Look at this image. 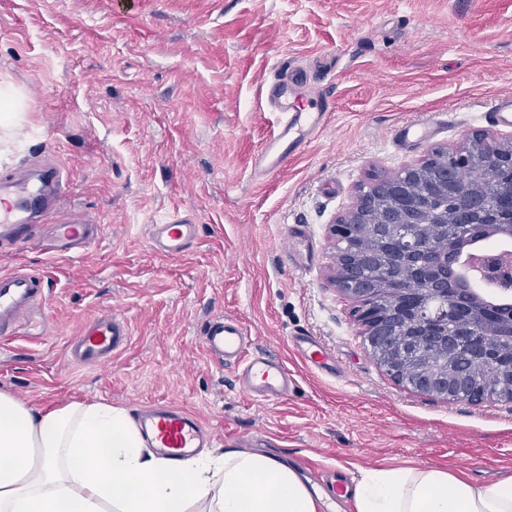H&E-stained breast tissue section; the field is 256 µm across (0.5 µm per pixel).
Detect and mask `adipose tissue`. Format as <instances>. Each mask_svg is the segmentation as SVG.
<instances>
[{
  "instance_id": "ef3b65f1",
  "label": "adipose tissue",
  "mask_w": 512,
  "mask_h": 512,
  "mask_svg": "<svg viewBox=\"0 0 512 512\" xmlns=\"http://www.w3.org/2000/svg\"><path fill=\"white\" fill-rule=\"evenodd\" d=\"M0 512H323L294 467L227 450L179 460L148 448L127 409L27 406L0 391ZM354 512H512V474L474 482L431 465L371 467Z\"/></svg>"
}]
</instances>
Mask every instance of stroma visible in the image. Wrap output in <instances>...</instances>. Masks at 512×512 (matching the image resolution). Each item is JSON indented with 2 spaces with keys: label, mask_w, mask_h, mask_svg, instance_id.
Instances as JSON below:
<instances>
[{
  "label": "stroma",
  "mask_w": 512,
  "mask_h": 512,
  "mask_svg": "<svg viewBox=\"0 0 512 512\" xmlns=\"http://www.w3.org/2000/svg\"><path fill=\"white\" fill-rule=\"evenodd\" d=\"M287 72L297 95L329 102L327 127L265 176L256 155L279 122L265 89ZM0 84L17 95L0 177L50 159L68 176V204L100 223L82 257L0 255V271L49 284L25 335L0 339V391L37 409L172 403L217 447L279 456L320 489L331 473L404 461L475 481L512 473V402L398 384L331 282L328 232L357 187L475 131L512 136L483 118L512 96V0H0ZM435 113L447 131L395 145L400 124ZM171 217L199 227L177 258L149 239ZM295 224L314 248L305 268ZM113 311L127 344L106 367L74 363L72 337ZM217 316L288 367L286 399L253 400L205 352ZM301 330L341 376L293 351Z\"/></svg>",
  "instance_id": "stroma-1"
}]
</instances>
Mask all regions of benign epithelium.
<instances>
[{
  "label": "benign epithelium",
  "instance_id": "1",
  "mask_svg": "<svg viewBox=\"0 0 512 512\" xmlns=\"http://www.w3.org/2000/svg\"><path fill=\"white\" fill-rule=\"evenodd\" d=\"M478 153L485 165L512 171L511 137L499 140L487 133L475 132L466 137L461 147L444 152L441 164L445 176L433 181V193L464 200V207L455 217L444 220L450 239L446 252H435L429 260L419 258V236L423 227L419 213L423 202L414 189L413 180L424 173L421 163L407 166L400 177L379 179L360 189L353 207L329 225L330 236L337 246L359 237L362 225L368 223L369 213L378 210L382 200L389 203V207L381 210L382 223L398 224L404 216L414 218L415 227L390 242L388 250L397 262L417 260L420 277L448 294V320L444 325L452 327L453 334L447 340L448 368L445 370L412 379L407 376L405 367L398 366L391 369V375L400 385L416 391L448 401L476 404L512 399V349L506 355L496 352L484 334L473 331V325L480 322L500 338L511 337L512 317L487 312L473 291L456 287L450 275L459 260L470 225L483 224L494 235L512 236V179H503L495 186L499 204L496 211L489 212L480 204L478 187L466 186L453 177V174L471 167ZM333 263V283L353 301L354 316L361 334L371 352L376 354L389 335L385 305L373 296L370 289L358 286L351 279L347 252L335 250ZM484 276L509 281L512 279V262L499 264L487 260ZM463 353L480 357L489 364L493 373L509 371L508 383L492 377L482 387L472 384L466 374L454 366Z\"/></svg>",
  "mask_w": 512,
  "mask_h": 512
}]
</instances>
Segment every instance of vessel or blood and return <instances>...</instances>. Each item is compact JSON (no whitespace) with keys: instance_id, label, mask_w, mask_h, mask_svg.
Instances as JSON below:
<instances>
[{"instance_id":"1","label":"vessel or blood","mask_w":512,"mask_h":512,"mask_svg":"<svg viewBox=\"0 0 512 512\" xmlns=\"http://www.w3.org/2000/svg\"><path fill=\"white\" fill-rule=\"evenodd\" d=\"M271 106L282 112L284 119L277 131L267 139L259 153L258 164L265 173L281 170L308 139L319 134L325 125L327 111H298L288 96V85L278 81L268 90ZM448 124L447 114L401 126L398 142L416 145L437 136ZM66 179L55 167L44 169L37 178L0 180V247L21 249L35 247L50 256L86 255L92 245L89 227L93 217L64 211L61 201ZM41 218L54 227L48 239L32 234L34 218ZM197 225L180 218H171L150 227L154 249L167 256H177L197 240ZM45 291L40 276L19 269L0 274V330L24 323ZM129 338V328L117 313L98 317L84 326L79 336L69 343L81 366L96 368L106 364L112 354ZM247 331L232 319L215 318L207 325L203 347L213 358L233 365L243 392L259 401L284 399L293 387V378L277 358L259 352L247 354ZM291 344L305 363L316 371L339 376L335 356L314 336L296 333ZM140 429L149 447L172 459L183 457L196 449L208 447L212 437L199 419L175 405L156 406L140 416Z\"/></svg>"}]
</instances>
